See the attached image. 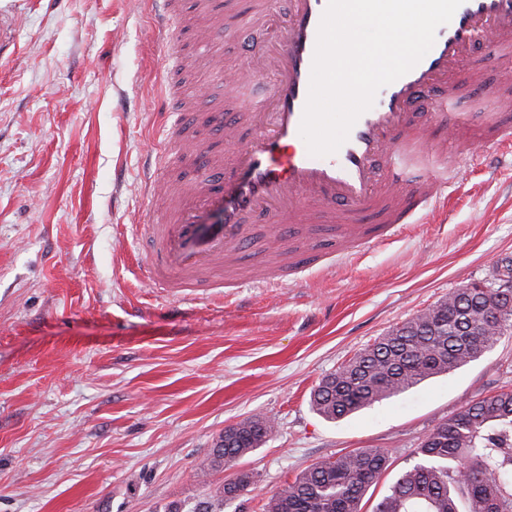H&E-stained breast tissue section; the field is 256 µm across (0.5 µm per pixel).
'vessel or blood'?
Segmentation results:
<instances>
[{
    "mask_svg": "<svg viewBox=\"0 0 512 512\" xmlns=\"http://www.w3.org/2000/svg\"><path fill=\"white\" fill-rule=\"evenodd\" d=\"M327 5L328 0H251L241 63L220 72L219 79L234 99L264 74L272 80L243 117L248 135H239L223 112L207 114L208 123L223 127L232 164L216 155L188 193L172 197L162 218L144 224L152 248L139 271L156 287L189 288L199 276L223 269L251 239L255 217L275 235L285 224H333L342 243L366 248L373 237L360 215L396 226L410 223L425 207L446 204L461 162L447 160L416 115L429 106L438 123L464 128L465 115L456 103L477 81L475 72L463 67L477 40L498 52L504 72L512 71V0H464L437 29L423 59L377 92L340 149L315 157L299 130ZM187 127L184 110L166 113L163 148L147 180L153 193L168 190L167 164L187 151ZM470 137L490 147L511 145L512 118L491 114ZM312 200L313 210L307 207Z\"/></svg>",
    "mask_w": 512,
    "mask_h": 512,
    "instance_id": "vessel-or-blood-1",
    "label": "vessel or blood"
}]
</instances>
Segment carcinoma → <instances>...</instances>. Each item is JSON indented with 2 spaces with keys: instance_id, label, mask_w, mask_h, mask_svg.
<instances>
[{
  "instance_id": "carcinoma-1",
  "label": "carcinoma",
  "mask_w": 512,
  "mask_h": 512,
  "mask_svg": "<svg viewBox=\"0 0 512 512\" xmlns=\"http://www.w3.org/2000/svg\"><path fill=\"white\" fill-rule=\"evenodd\" d=\"M462 286L360 349L313 391L312 406L336 421L451 373L490 352L512 331V308L484 309ZM273 425L245 419L225 429L202 469L232 467L261 447ZM377 503L375 512H512V390L481 398L439 424ZM388 452L357 448L317 462L286 483L264 512H361L368 488L387 470ZM250 485L239 474L219 493L232 499Z\"/></svg>"
}]
</instances>
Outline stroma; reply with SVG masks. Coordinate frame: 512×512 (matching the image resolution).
<instances>
[{
    "instance_id": "1",
    "label": "stroma",
    "mask_w": 512,
    "mask_h": 512,
    "mask_svg": "<svg viewBox=\"0 0 512 512\" xmlns=\"http://www.w3.org/2000/svg\"><path fill=\"white\" fill-rule=\"evenodd\" d=\"M150 0H0V512H263L311 464L358 448L390 465L374 512L416 451L467 403L512 389V333L477 361L339 421L320 380L460 286L512 272V156L473 157L447 215L419 214L380 246L281 280L249 278L324 230L266 227L223 288L143 283L135 227L166 198L137 188L161 141V81L199 111L224 89L200 60L179 72ZM246 418L274 435L231 469L198 463ZM234 499L218 489L237 473Z\"/></svg>"
}]
</instances>
